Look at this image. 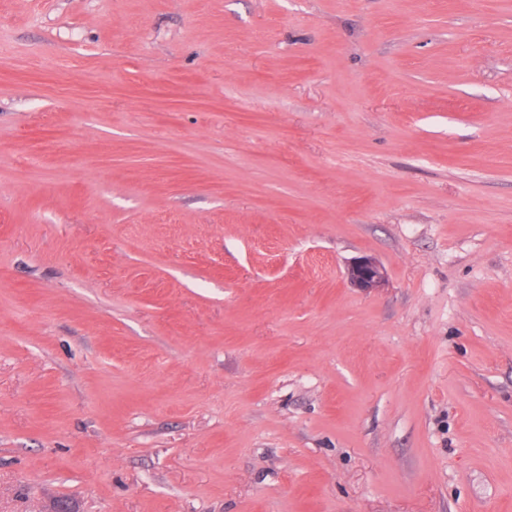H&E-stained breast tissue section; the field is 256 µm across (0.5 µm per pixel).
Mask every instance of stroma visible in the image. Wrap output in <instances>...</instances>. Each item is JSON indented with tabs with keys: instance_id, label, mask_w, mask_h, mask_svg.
I'll return each mask as SVG.
<instances>
[{
	"instance_id": "1",
	"label": "stroma",
	"mask_w": 512,
	"mask_h": 512,
	"mask_svg": "<svg viewBox=\"0 0 512 512\" xmlns=\"http://www.w3.org/2000/svg\"><path fill=\"white\" fill-rule=\"evenodd\" d=\"M60 497L512 512V0H0V512ZM346 276L353 287L364 292L380 288L386 282L384 269L370 256H360L351 261Z\"/></svg>"
}]
</instances>
